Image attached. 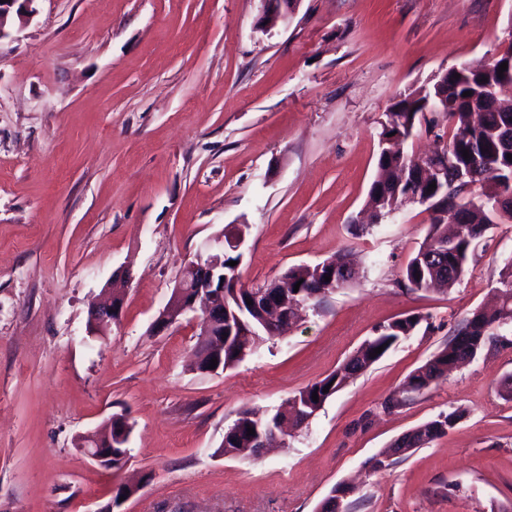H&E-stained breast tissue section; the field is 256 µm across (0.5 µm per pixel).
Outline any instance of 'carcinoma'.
Returning <instances> with one entry per match:
<instances>
[{"instance_id": "1", "label": "carcinoma", "mask_w": 512, "mask_h": 512, "mask_svg": "<svg viewBox=\"0 0 512 512\" xmlns=\"http://www.w3.org/2000/svg\"><path fill=\"white\" fill-rule=\"evenodd\" d=\"M460 78H454L455 74ZM487 81H482V78ZM496 81L495 69L486 61L478 65H462L448 70L447 87L433 84L422 86L399 95L389 107L390 115L383 125L381 136L390 133L407 134L406 124L419 121L424 112V102L431 98L441 108L448 123L456 127L448 141L435 151L438 163L448 170V191L428 190L431 181H423L417 176L419 165L402 150L380 151L376 175L369 190L370 202L380 205L381 216L386 217L402 205L409 191H417L433 206L445 207V197H455L464 193L472 185H481L478 199L464 201L469 206V220L465 224H455L453 229L443 220L430 224L428 233L416 254L409 260L405 269V280L412 290L426 289L435 284L452 286L464 275L469 260L474 256L478 241L493 224L494 208L490 205V189L500 182L512 178V161L507 153L499 149L501 135L512 125V104L504 108L500 102L512 98V87L500 86L496 91L489 90ZM469 91L471 95L463 96ZM446 94L445 99L437 96ZM469 157H463V151ZM283 277L287 279L288 291L299 286L298 298L305 302L332 292L325 275L317 274V268L300 265L288 269ZM499 306L492 311L472 313L456 335L448 340L444 347L432 357V361L449 365L461 356L463 341H471V348L481 350L496 336L491 332L494 325H502V318L508 317L512 325V262L504 265L497 288ZM424 320L420 314L407 315L381 326L377 333L363 342L356 353L342 367L330 373L322 380L312 384L297 394L300 401L318 394L315 409L335 394L350 376L362 372L383 358L397 342L411 335ZM224 337L231 338L230 345L224 350V368H231L251 354L262 340V332L257 330L248 336L240 330H231V324L224 322ZM384 351L372 357L370 353L378 347ZM328 392H323L324 387ZM252 413L242 410L237 414L234 426L238 429L237 442L232 447L239 450L251 447V436L247 435V426ZM126 413L112 414V439L115 444L113 465L122 467L128 457L129 449L118 440L119 432L124 429Z\"/></svg>"}]
</instances>
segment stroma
<instances>
[{"instance_id": "35a3bbf8", "label": "stroma", "mask_w": 512, "mask_h": 512, "mask_svg": "<svg viewBox=\"0 0 512 512\" xmlns=\"http://www.w3.org/2000/svg\"><path fill=\"white\" fill-rule=\"evenodd\" d=\"M0 41V512H512V327L429 388L402 395L472 313L495 303L512 221L464 277L412 291L431 216L404 203L363 223L393 99L503 53L512 0H302L269 32L259 0H40ZM246 225L241 282L351 255L359 274L232 368L193 370L194 322L152 323L186 263ZM131 279L119 322L89 304ZM424 320L349 379L284 446L217 449L239 411L275 412L380 325ZM400 405L385 409L387 400ZM462 409L447 433L374 471L396 438ZM134 425L119 469L77 445L112 415Z\"/></svg>"}]
</instances>
